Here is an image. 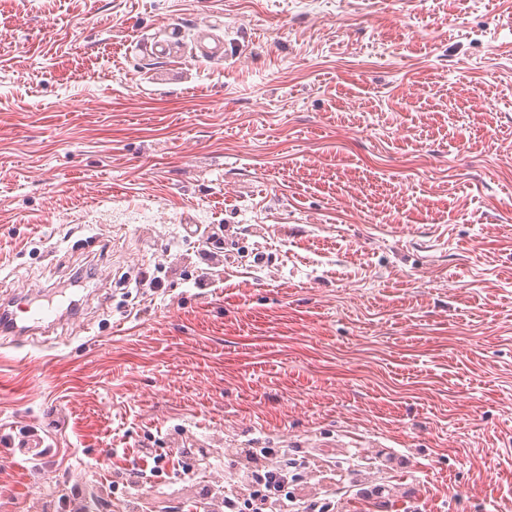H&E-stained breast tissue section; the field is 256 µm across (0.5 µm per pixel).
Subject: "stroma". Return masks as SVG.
Listing matches in <instances>:
<instances>
[{"label": "stroma", "instance_id": "obj_1", "mask_svg": "<svg viewBox=\"0 0 512 512\" xmlns=\"http://www.w3.org/2000/svg\"><path fill=\"white\" fill-rule=\"evenodd\" d=\"M511 16L0 0V285L82 301L0 334V512H193L183 449L227 486L232 451L283 447L405 512H512Z\"/></svg>", "mask_w": 512, "mask_h": 512}]
</instances>
